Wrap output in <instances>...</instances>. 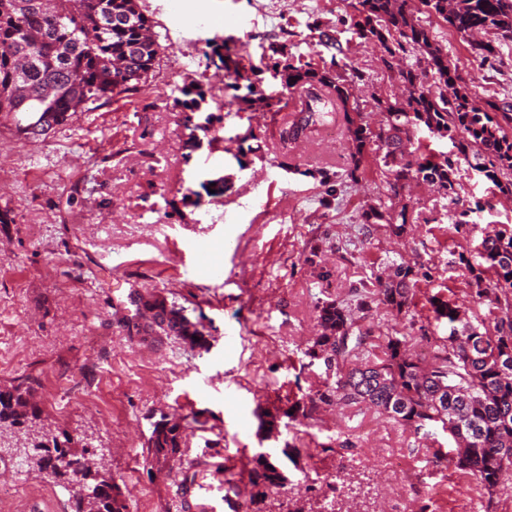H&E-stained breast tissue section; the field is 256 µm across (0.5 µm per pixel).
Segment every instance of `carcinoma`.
<instances>
[{
	"label": "carcinoma",
	"instance_id": "cac0c4a2",
	"mask_svg": "<svg viewBox=\"0 0 512 512\" xmlns=\"http://www.w3.org/2000/svg\"><path fill=\"white\" fill-rule=\"evenodd\" d=\"M352 12L339 19L362 43L382 49L378 63L407 95L372 94L377 119L364 120L354 95L364 71L340 63L336 54L322 65L302 61L288 40L273 42L264 68H246L240 50L214 44L205 53L207 67L221 74L224 90L244 88L257 94L269 111L288 107L275 92L265 93L262 74L269 73L285 90L306 92L303 123L283 129L282 141L299 136L305 127L341 106L351 133L353 156L360 163L372 147L381 155L376 166L391 191L390 204L369 205L364 224H382L399 237L408 223V206L396 199L412 182L429 183L451 202L463 189L458 177L465 161L504 195H512V103L489 98L478 104L458 74L455 62L433 38L437 19L448 29L469 35L494 32L512 39V0H351ZM151 18L138 0H0V112L31 118L47 112H86L107 104L114 93L139 91L159 65L161 44L144 32ZM415 66H399L403 56ZM182 106L199 110L205 92L184 87ZM446 138L453 150L437 156L416 154L411 133ZM455 266L469 287V302L492 316L473 322L462 306L428 299L433 329L422 331L431 348L428 356L412 351L414 337L392 329L379 334L362 319L389 313L411 314L425 263L403 258L385 276L363 280L347 301L328 299L317 312L318 335L303 352L307 366L324 367L325 378L314 394L291 401L289 410L312 417L320 405H365L401 426L438 433L456 448H436L434 463L471 476L493 494L500 472L512 468V224H496L481 233L473 249L458 254ZM152 319L166 322L164 331L196 336L198 330L159 296L141 301ZM34 387L21 381L0 386V429L12 430L27 454L22 458L35 472L64 489L81 474L89 485L101 484L99 512H123L118 486L85 467L89 450L70 449L65 466L53 462L42 435L41 409ZM181 424L162 420L153 427L148 447L160 452L181 446ZM251 503L279 493L286 481L273 454L253 456Z\"/></svg>",
	"mask_w": 512,
	"mask_h": 512
}]
</instances>
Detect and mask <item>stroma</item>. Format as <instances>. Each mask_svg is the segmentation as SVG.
<instances>
[{
	"mask_svg": "<svg viewBox=\"0 0 512 512\" xmlns=\"http://www.w3.org/2000/svg\"><path fill=\"white\" fill-rule=\"evenodd\" d=\"M350 0H140L155 22L161 61L147 87L82 113L38 146L0 134V384L31 377L54 431L75 446L105 449L101 466L119 485L126 512H177L187 475L211 466L240 473L266 447L279 454L288 478L266 512L287 501L305 512L342 495L355 505L356 481L371 477L372 512H512V474L486 492L453 469L433 466L430 442L366 406L330 405L296 417L277 441L265 438L259 416L278 415L288 399L316 390L321 368L304 369L316 334V308L345 300L371 274L398 257L420 256L432 278L420 281L415 320L432 317L428 297L465 300L453 265L470 247L456 232L448 200L431 186L411 184L402 237L381 225L363 234L362 206L386 201L388 185L373 157L352 163L343 118L279 138L290 110L210 97L201 111L178 105L184 85L215 82L207 43L237 46L258 65L269 43L290 32L293 53L313 58V21L336 26ZM476 101L512 102V39L463 37L433 24ZM493 43L495 63L473 42ZM352 43L348 60L361 67L360 100L395 91L377 70L371 44ZM336 178L326 195L324 177ZM460 208L480 227L512 224V197L475 172L461 174ZM202 247L209 278L183 268L181 256ZM158 295L182 307L202 333L196 345L178 336L142 332L145 315L131 296ZM234 341H227V334ZM69 405L59 408L57 397ZM181 421L177 451L148 448L160 417ZM299 448L283 456L285 443ZM402 473L387 469L392 456ZM22 482L0 512H71L69 494L36 473L0 462V483Z\"/></svg>",
	"mask_w": 512,
	"mask_h": 512,
	"instance_id": "1",
	"label": "stroma"
}]
</instances>
